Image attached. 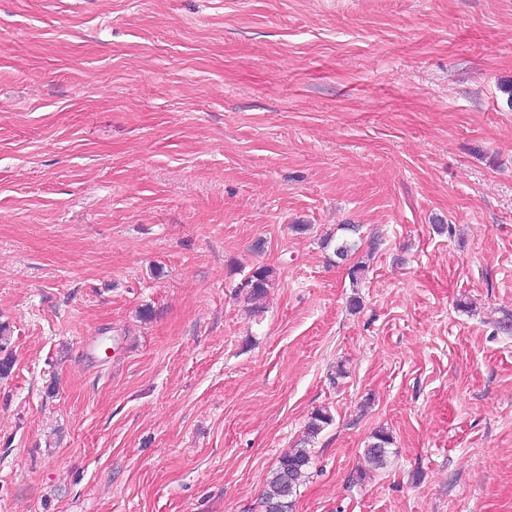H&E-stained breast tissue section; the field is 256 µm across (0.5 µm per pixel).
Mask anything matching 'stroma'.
Returning a JSON list of instances; mask_svg holds the SVG:
<instances>
[{
  "instance_id": "1",
  "label": "stroma",
  "mask_w": 512,
  "mask_h": 512,
  "mask_svg": "<svg viewBox=\"0 0 512 512\" xmlns=\"http://www.w3.org/2000/svg\"><path fill=\"white\" fill-rule=\"evenodd\" d=\"M510 320L512 0H0V512H512ZM273 269L261 266L254 269L242 283V288H247V297L250 301L259 300L268 292L273 277ZM373 442L364 449V458L374 468L384 465L388 453V446L391 444L390 435L384 430L377 431L373 436ZM307 448H292L278 460L261 498L263 512H289L297 485L311 464Z\"/></svg>"
}]
</instances>
